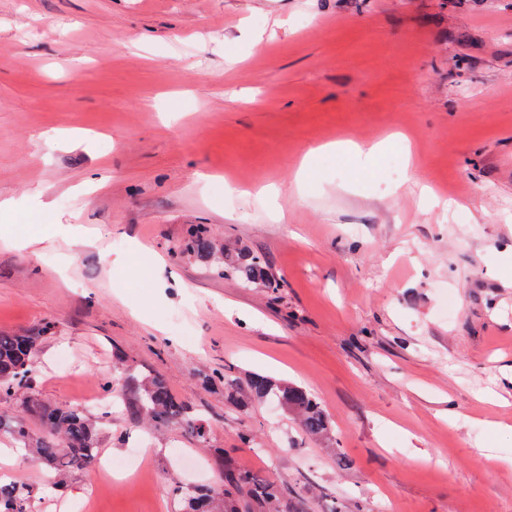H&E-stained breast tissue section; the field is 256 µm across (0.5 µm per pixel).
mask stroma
I'll return each instance as SVG.
<instances>
[{"label":"stroma","instance_id":"35a3bbf8","mask_svg":"<svg viewBox=\"0 0 512 512\" xmlns=\"http://www.w3.org/2000/svg\"><path fill=\"white\" fill-rule=\"evenodd\" d=\"M386 137L296 177L310 147ZM409 152L440 203L403 188ZM1 202L32 242L0 238V334L55 324L39 397L102 418L155 373L205 426L118 403L102 455L150 458L113 487H45L0 434L35 512H179L228 464L304 512H512V0H0ZM192 224L280 288L182 253ZM218 370L306 389L328 434L236 408Z\"/></svg>","mask_w":512,"mask_h":512}]
</instances>
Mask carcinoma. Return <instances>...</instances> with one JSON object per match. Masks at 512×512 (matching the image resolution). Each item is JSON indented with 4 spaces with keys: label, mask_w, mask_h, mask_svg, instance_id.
I'll list each match as a JSON object with an SVG mask.
<instances>
[{
    "label": "carcinoma",
    "mask_w": 512,
    "mask_h": 512,
    "mask_svg": "<svg viewBox=\"0 0 512 512\" xmlns=\"http://www.w3.org/2000/svg\"><path fill=\"white\" fill-rule=\"evenodd\" d=\"M183 250L200 258L214 253L215 244L208 236L206 225L197 224L190 228L184 240ZM266 262L259 256L246 258L237 264L240 278L246 282L265 277ZM40 337L30 333L0 334V397H13L26 393V407L46 428V435L39 437L23 422L6 423L0 420V430L9 432L14 439L32 451L56 477L63 472L84 470L93 467L100 453L97 447L98 427L96 422L83 412L54 406L44 402L30 391L31 372ZM215 378L224 380V391L229 402L245 407L240 392L256 399L275 398L301 417L304 431L311 436H322L330 429V421L316 400L304 389L272 380L262 374L249 377L240 388L234 380L223 373ZM127 408L136 418L156 426L179 425L205 435L199 420L190 416L187 406L167 387L159 376L152 374L134 388L133 400ZM247 488L251 495L263 502L269 512H278L281 492L274 482L261 479L257 473L246 468L231 467L224 470L222 496ZM184 512H209L211 494L181 490ZM0 512H32L29 496L13 483L0 482Z\"/></svg>",
    "instance_id": "1"
}]
</instances>
